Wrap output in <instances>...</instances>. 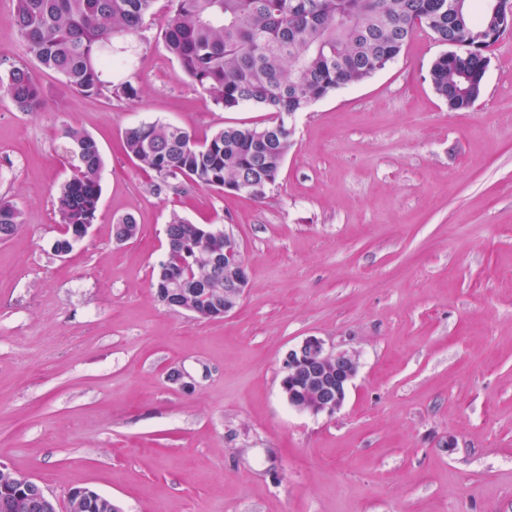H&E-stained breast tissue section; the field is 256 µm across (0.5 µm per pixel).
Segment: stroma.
<instances>
[{"instance_id": "stroma-1", "label": "stroma", "mask_w": 512, "mask_h": 512, "mask_svg": "<svg viewBox=\"0 0 512 512\" xmlns=\"http://www.w3.org/2000/svg\"><path fill=\"white\" fill-rule=\"evenodd\" d=\"M12 9L0 0V71L35 63ZM166 20L157 0L114 43L128 62L108 79L136 96H88L52 72L39 111L0 96V200L23 213L0 242V467L61 507L88 486L122 512H512V30L468 112L434 92L445 47L417 31L384 70L297 114L256 201L178 180L155 192L124 152L142 122L203 141L271 117L211 104L165 50ZM69 126L100 145L101 198L61 257ZM127 215L141 233L122 245ZM176 215L241 245L248 288L224 318L155 295ZM308 336L358 357L331 416L280 386Z\"/></svg>"}]
</instances>
